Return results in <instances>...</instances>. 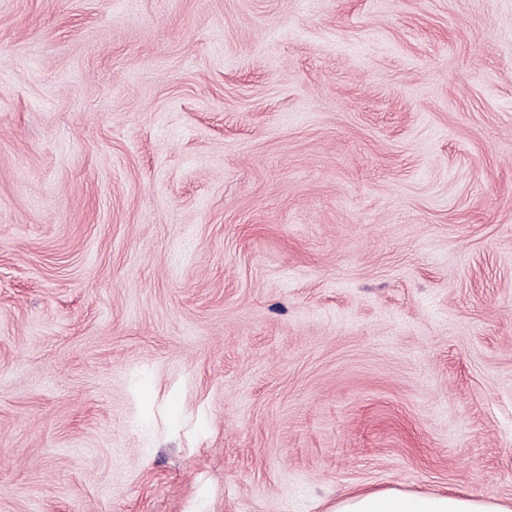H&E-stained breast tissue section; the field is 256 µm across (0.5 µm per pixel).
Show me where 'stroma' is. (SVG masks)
I'll return each instance as SVG.
<instances>
[{
  "instance_id": "1",
  "label": "stroma",
  "mask_w": 512,
  "mask_h": 512,
  "mask_svg": "<svg viewBox=\"0 0 512 512\" xmlns=\"http://www.w3.org/2000/svg\"><path fill=\"white\" fill-rule=\"evenodd\" d=\"M512 500V0H0V512Z\"/></svg>"
}]
</instances>
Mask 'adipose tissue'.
<instances>
[{
    "instance_id": "1",
    "label": "adipose tissue",
    "mask_w": 512,
    "mask_h": 512,
    "mask_svg": "<svg viewBox=\"0 0 512 512\" xmlns=\"http://www.w3.org/2000/svg\"><path fill=\"white\" fill-rule=\"evenodd\" d=\"M331 512H512V500L475 499L463 494L361 490L339 498Z\"/></svg>"
}]
</instances>
